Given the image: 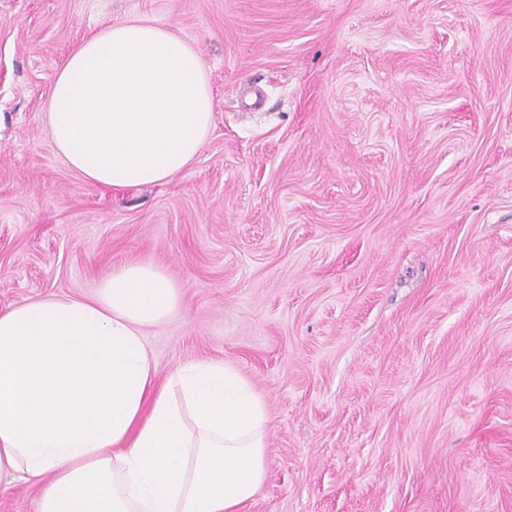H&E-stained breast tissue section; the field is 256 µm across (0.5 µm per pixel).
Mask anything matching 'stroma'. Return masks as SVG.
<instances>
[{"instance_id": "35a3bbf8", "label": "stroma", "mask_w": 512, "mask_h": 512, "mask_svg": "<svg viewBox=\"0 0 512 512\" xmlns=\"http://www.w3.org/2000/svg\"><path fill=\"white\" fill-rule=\"evenodd\" d=\"M135 16L200 52L213 128L167 183L91 184L47 91ZM131 261L180 292L157 377L266 404L245 512H512V0H0V311Z\"/></svg>"}]
</instances>
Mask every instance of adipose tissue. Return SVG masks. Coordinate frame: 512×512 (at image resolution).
Returning a JSON list of instances; mask_svg holds the SVG:
<instances>
[{
    "label": "adipose tissue",
    "mask_w": 512,
    "mask_h": 512,
    "mask_svg": "<svg viewBox=\"0 0 512 512\" xmlns=\"http://www.w3.org/2000/svg\"><path fill=\"white\" fill-rule=\"evenodd\" d=\"M215 111L198 50L141 18L83 40L48 93L56 151L86 182L155 185L187 170ZM179 290L148 262L90 298L0 313V480L40 485L37 512H242L266 474L268 416L221 362L157 381L145 328Z\"/></svg>",
    "instance_id": "ef3b65f1"
}]
</instances>
